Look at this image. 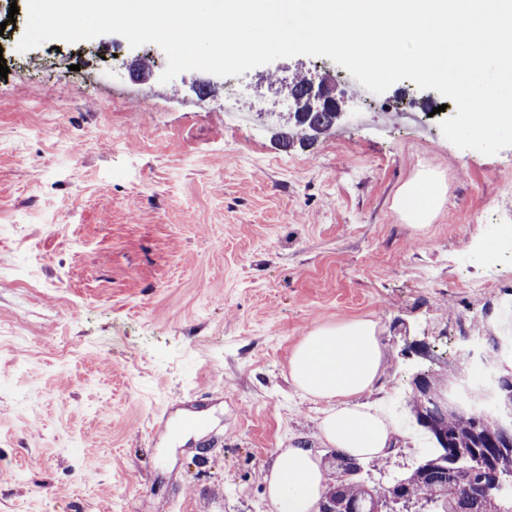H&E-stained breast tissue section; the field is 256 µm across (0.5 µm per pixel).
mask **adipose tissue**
<instances>
[{
  "mask_svg": "<svg viewBox=\"0 0 512 512\" xmlns=\"http://www.w3.org/2000/svg\"><path fill=\"white\" fill-rule=\"evenodd\" d=\"M385 363L375 321L359 318L311 329L294 347L289 375L305 398L325 402L321 435L343 453L386 455L394 431L378 409L360 404L374 389ZM275 512H314L328 484L324 470L304 448H285L265 475Z\"/></svg>",
  "mask_w": 512,
  "mask_h": 512,
  "instance_id": "adipose-tissue-1",
  "label": "adipose tissue"
}]
</instances>
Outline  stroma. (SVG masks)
Listing matches in <instances>:
<instances>
[{
	"label": "stroma",
	"mask_w": 512,
	"mask_h": 512,
	"mask_svg": "<svg viewBox=\"0 0 512 512\" xmlns=\"http://www.w3.org/2000/svg\"><path fill=\"white\" fill-rule=\"evenodd\" d=\"M1 18L0 512H274L264 476L280 449H312L334 470L324 404L289 380L309 330L377 322L386 361L364 399L389 417L422 363L410 343L453 362L462 331L501 334L512 260L490 267L484 241L512 225V147L488 156L439 131L422 141L342 120L306 146L287 121L231 129L224 78L161 82L157 45L108 34L23 52L27 0H0ZM33 56L43 70L30 76ZM75 65L141 100L71 99ZM345 74L326 57L279 59L242 75L243 105L282 109L307 80L346 109ZM423 174L443 198L419 227L397 200ZM196 396L208 425L162 430ZM421 438L396 426L365 473L409 472Z\"/></svg>",
	"instance_id": "stroma-1"
}]
</instances>
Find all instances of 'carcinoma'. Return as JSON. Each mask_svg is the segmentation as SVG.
Wrapping results in <instances>:
<instances>
[{
	"label": "carcinoma",
	"instance_id": "1",
	"mask_svg": "<svg viewBox=\"0 0 512 512\" xmlns=\"http://www.w3.org/2000/svg\"><path fill=\"white\" fill-rule=\"evenodd\" d=\"M336 121V113L322 112L307 127L322 133ZM486 353L498 366L494 401L500 407L506 399L512 402V354L502 356L493 340ZM429 387L443 391L459 408L441 414L424 395ZM411 408L434 440V452L409 472L378 480L364 474L358 459L335 452L336 476L316 512H512V424H498L464 392L425 371L412 379Z\"/></svg>",
	"mask_w": 512,
	"mask_h": 512
}]
</instances>
